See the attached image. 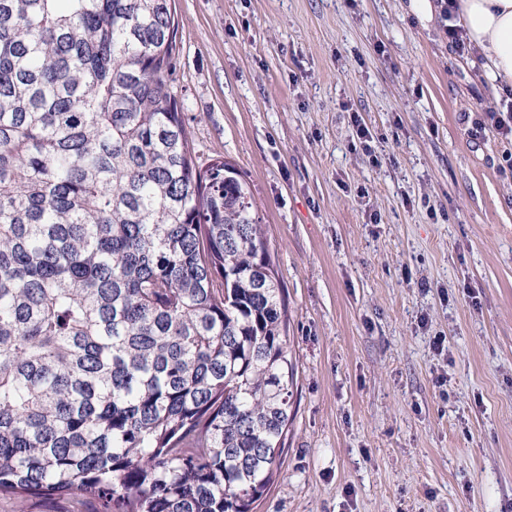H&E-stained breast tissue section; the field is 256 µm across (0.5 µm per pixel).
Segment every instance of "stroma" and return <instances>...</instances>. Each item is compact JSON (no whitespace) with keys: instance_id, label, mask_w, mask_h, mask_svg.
Returning <instances> with one entry per match:
<instances>
[{"instance_id":"obj_1","label":"stroma","mask_w":512,"mask_h":512,"mask_svg":"<svg viewBox=\"0 0 512 512\" xmlns=\"http://www.w3.org/2000/svg\"><path fill=\"white\" fill-rule=\"evenodd\" d=\"M175 10L190 146L247 182L287 293L292 421L255 512H512V146L472 132V55L405 0Z\"/></svg>"}]
</instances>
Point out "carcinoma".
Instances as JSON below:
<instances>
[{"label": "carcinoma", "mask_w": 512, "mask_h": 512, "mask_svg": "<svg viewBox=\"0 0 512 512\" xmlns=\"http://www.w3.org/2000/svg\"><path fill=\"white\" fill-rule=\"evenodd\" d=\"M174 0H0V497L254 512L296 366L247 184L194 160Z\"/></svg>", "instance_id": "1"}]
</instances>
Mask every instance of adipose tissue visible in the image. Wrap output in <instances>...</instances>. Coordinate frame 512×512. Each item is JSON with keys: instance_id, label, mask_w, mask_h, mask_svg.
I'll use <instances>...</instances> for the list:
<instances>
[{"instance_id": "obj_1", "label": "adipose tissue", "mask_w": 512, "mask_h": 512, "mask_svg": "<svg viewBox=\"0 0 512 512\" xmlns=\"http://www.w3.org/2000/svg\"><path fill=\"white\" fill-rule=\"evenodd\" d=\"M457 13L481 63L478 77L493 89L512 85V0H456Z\"/></svg>"}]
</instances>
